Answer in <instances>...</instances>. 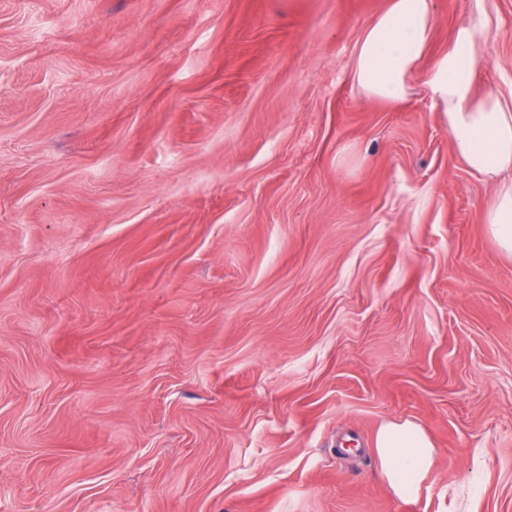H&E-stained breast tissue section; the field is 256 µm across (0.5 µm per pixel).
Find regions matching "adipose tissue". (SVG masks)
Here are the masks:
<instances>
[{"label":"adipose tissue","mask_w":512,"mask_h":512,"mask_svg":"<svg viewBox=\"0 0 512 512\" xmlns=\"http://www.w3.org/2000/svg\"><path fill=\"white\" fill-rule=\"evenodd\" d=\"M487 22L483 15L458 30L448 52L434 62L427 88L457 156L469 170L494 179L484 222L500 251L512 256V97L493 91L480 96L475 91ZM434 25L435 0H389L363 31L355 84L368 98L401 103L430 45ZM375 450L394 495L415 500L435 455L427 431L410 420L385 423L376 434Z\"/></svg>","instance_id":"1"}]
</instances>
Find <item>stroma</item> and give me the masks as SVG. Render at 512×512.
Returning a JSON list of instances; mask_svg holds the SVG:
<instances>
[{
	"instance_id": "obj_1",
	"label": "stroma",
	"mask_w": 512,
	"mask_h": 512,
	"mask_svg": "<svg viewBox=\"0 0 512 512\" xmlns=\"http://www.w3.org/2000/svg\"><path fill=\"white\" fill-rule=\"evenodd\" d=\"M388 2L0 0V512H512V257L426 86L477 5L392 104ZM375 450L394 495L403 501L415 500L435 455L427 431L410 420L387 422L377 431Z\"/></svg>"
}]
</instances>
